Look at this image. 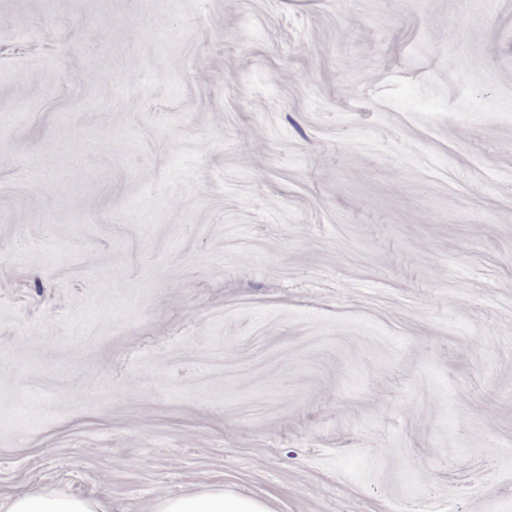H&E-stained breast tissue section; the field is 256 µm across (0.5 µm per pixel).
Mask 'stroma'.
<instances>
[{
  "instance_id": "1",
  "label": "stroma",
  "mask_w": 512,
  "mask_h": 512,
  "mask_svg": "<svg viewBox=\"0 0 512 512\" xmlns=\"http://www.w3.org/2000/svg\"><path fill=\"white\" fill-rule=\"evenodd\" d=\"M0 0V496L512 512V0ZM155 509L156 512H270L265 501L237 495L224 487L162 498Z\"/></svg>"
}]
</instances>
